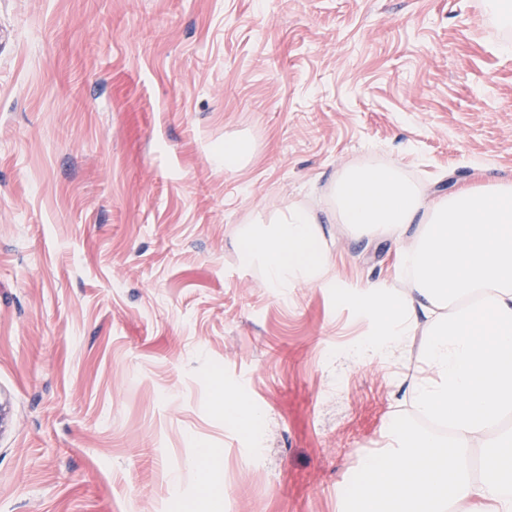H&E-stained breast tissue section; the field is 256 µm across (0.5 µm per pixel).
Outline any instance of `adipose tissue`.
<instances>
[{"label":"adipose tissue","instance_id":"adipose-tissue-1","mask_svg":"<svg viewBox=\"0 0 512 512\" xmlns=\"http://www.w3.org/2000/svg\"><path fill=\"white\" fill-rule=\"evenodd\" d=\"M335 193L352 232H412L402 291L387 280L345 289L374 333L346 357L393 363L418 347L414 373L390 399L429 422L387 423V446L348 490L353 512H512V181L428 200L398 168H360ZM257 221L237 246L270 287L333 284L312 211L291 206Z\"/></svg>","mask_w":512,"mask_h":512}]
</instances>
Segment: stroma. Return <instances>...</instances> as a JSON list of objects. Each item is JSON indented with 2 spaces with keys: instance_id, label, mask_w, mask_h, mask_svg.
<instances>
[{
  "instance_id": "stroma-1",
  "label": "stroma",
  "mask_w": 512,
  "mask_h": 512,
  "mask_svg": "<svg viewBox=\"0 0 512 512\" xmlns=\"http://www.w3.org/2000/svg\"><path fill=\"white\" fill-rule=\"evenodd\" d=\"M502 42L484 0H0V512H341L393 370L338 363L357 309L268 287L236 232L302 206L339 284L394 275L406 238L333 185L512 180ZM248 155L247 145L237 139L224 140V169L228 172L238 170ZM232 422L239 429L245 431L253 437H257L259 433V417L254 410L248 405H239L232 414Z\"/></svg>"
}]
</instances>
